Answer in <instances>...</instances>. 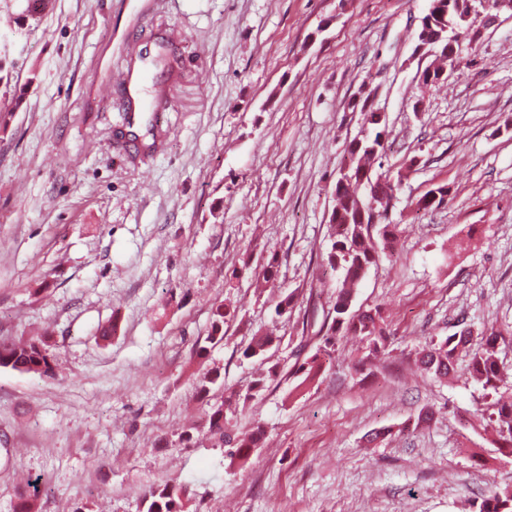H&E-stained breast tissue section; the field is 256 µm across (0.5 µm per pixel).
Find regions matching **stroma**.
<instances>
[{
  "label": "stroma",
  "instance_id": "1",
  "mask_svg": "<svg viewBox=\"0 0 512 512\" xmlns=\"http://www.w3.org/2000/svg\"><path fill=\"white\" fill-rule=\"evenodd\" d=\"M428 7L49 0L32 17L0 0V340L42 337L55 358L50 376L0 368V512L32 481L35 512H144L174 477L189 512H460L512 484L468 357L443 381L416 364L461 319L503 331L512 373V14L426 86ZM138 64L156 103L142 137L115 82ZM365 98L386 123L396 231L352 307L380 310L389 346L366 366L365 343L340 336L308 382L298 367L340 281L324 261L334 184ZM438 185L445 202L418 208ZM271 253L280 286L261 293ZM282 293L294 307L277 320ZM221 303L238 316L198 359ZM269 328L278 375L229 420L265 431L244 463L206 412L252 384L242 350ZM210 368L224 381L202 400Z\"/></svg>",
  "mask_w": 512,
  "mask_h": 512
}]
</instances>
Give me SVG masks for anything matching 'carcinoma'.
<instances>
[{"mask_svg":"<svg viewBox=\"0 0 512 512\" xmlns=\"http://www.w3.org/2000/svg\"><path fill=\"white\" fill-rule=\"evenodd\" d=\"M486 10H502V0H430L437 11L446 13L445 27L448 39L461 53L460 41L473 43L472 16L478 14L476 5ZM512 11V6L506 8ZM364 122L360 134L349 144L350 171L342 176L344 183L335 189V204L330 215L331 250L327 263L341 269L342 288L329 311L331 323L323 336L322 344L307 364H316L320 357L335 351L338 335L346 330L368 342L367 358H376L386 350L387 336L381 326L379 310L350 312L353 289L358 287L375 257L384 252L394 237L395 226L385 224L378 232H371V210L383 208V198L394 191L390 182L373 179V167L385 151V125L373 120L374 113H363ZM279 274L277 254H271L262 268V278L275 285ZM236 308L219 304L212 309V318L207 342L218 344L224 340V325L236 317ZM501 332L490 329L479 341H473L471 331L458 329L441 340L431 341L421 352L420 368L438 380L448 378L453 361L460 351L469 355L472 376L482 384L484 407L481 416L495 433L500 448L508 450L512 457V393L505 389L507 375L499 363L496 343ZM272 343V337L255 333L243 349L246 359L264 361ZM0 368L49 376L54 371V357L43 339L0 344ZM209 432L220 446L231 448L230 456L241 461L251 459L263 441L261 429L233 435L224 429V405L211 408L207 414ZM187 490L177 481H168L152 490L146 498V512H188ZM476 512H512V485H495L487 491L477 505Z\"/></svg>","mask_w":512,"mask_h":512,"instance_id":"obj_1","label":"carcinoma"}]
</instances>
